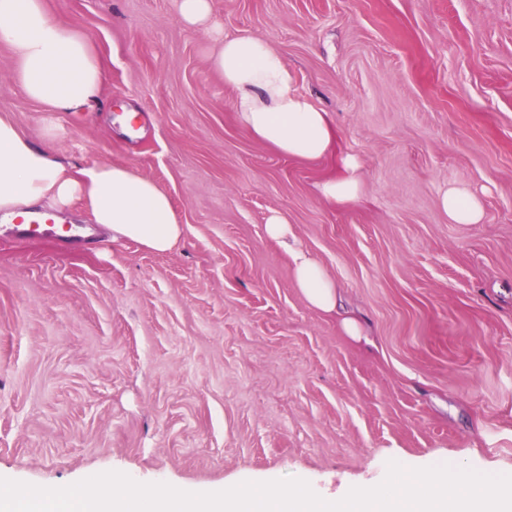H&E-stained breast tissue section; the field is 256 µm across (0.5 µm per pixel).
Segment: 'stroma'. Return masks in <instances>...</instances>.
I'll use <instances>...</instances> for the list:
<instances>
[{
    "instance_id": "35a3bbf8",
    "label": "stroma",
    "mask_w": 512,
    "mask_h": 512,
    "mask_svg": "<svg viewBox=\"0 0 512 512\" xmlns=\"http://www.w3.org/2000/svg\"><path fill=\"white\" fill-rule=\"evenodd\" d=\"M211 5L329 112L363 193L323 200L335 157H285L237 123L175 0H46L91 39L100 102L47 112L0 45V117L63 162L153 179L183 236L158 254L103 232L63 247L0 228V477H295L338 496L391 460L512 475V0ZM126 108L140 132L115 123ZM457 184L481 195L483 223H449L439 196ZM275 211L367 342L307 304L265 233Z\"/></svg>"
}]
</instances>
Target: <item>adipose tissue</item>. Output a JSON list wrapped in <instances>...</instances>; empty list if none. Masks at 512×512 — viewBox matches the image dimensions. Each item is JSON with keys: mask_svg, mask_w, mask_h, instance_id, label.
<instances>
[{"mask_svg": "<svg viewBox=\"0 0 512 512\" xmlns=\"http://www.w3.org/2000/svg\"><path fill=\"white\" fill-rule=\"evenodd\" d=\"M176 8L184 26L214 41L211 64L234 93L238 123L255 140L309 161L332 152L329 113L297 88L282 55L266 39L224 35L212 19L210 0H176ZM0 44L12 52L23 93L48 111L85 112L97 102L105 72L89 37L51 15L45 0H0ZM362 190V164L353 153L342 155L336 176L318 187L323 199L338 205L354 202ZM75 205L113 239H130L158 253L171 250L183 235L168 195L151 179L126 165L64 163L0 118V217L8 222L32 214L52 217ZM440 208L452 224H479L485 217L480 196L463 184L442 193ZM265 231L287 250L306 302L338 312L336 282L292 239L286 216L273 213Z\"/></svg>", "mask_w": 512, "mask_h": 512, "instance_id": "ef3b65f1", "label": "adipose tissue"}]
</instances>
